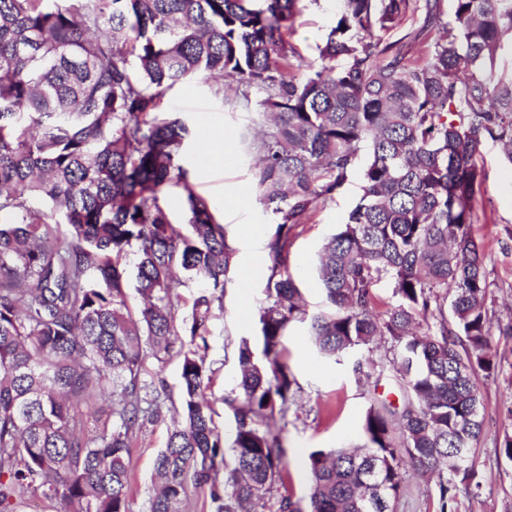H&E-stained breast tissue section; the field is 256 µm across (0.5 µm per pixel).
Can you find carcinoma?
Segmentation results:
<instances>
[{"mask_svg":"<svg viewBox=\"0 0 512 512\" xmlns=\"http://www.w3.org/2000/svg\"><path fill=\"white\" fill-rule=\"evenodd\" d=\"M304 2L0 0V214L13 216L0 224V512L34 494L56 512H127L129 448L161 414L159 397L140 396L143 362L181 336L206 341L234 249L182 165L189 129L165 109L198 75L265 118L253 177L275 225L269 304L262 358L238 348L231 440L213 428L197 351L184 353L150 512H186L190 486L216 512L266 507L286 466L278 423L301 392L283 358L293 322L309 323L327 358L383 343L352 368L369 379L389 363L402 401L372 403L358 441L311 451L306 497L283 495L276 512H392L406 458L436 478L440 512L469 488L484 436L478 373L497 360L472 225L485 144L512 164V0H452L448 17L439 0H341L319 66L299 77L287 36ZM419 10L411 55L386 36ZM362 152V194L318 253L326 308L310 316L290 247ZM173 185L189 235L161 204ZM133 247L137 316L125 300ZM186 277L211 292L178 323ZM383 278L397 302L377 314Z\"/></svg>","mask_w":512,"mask_h":512,"instance_id":"obj_1","label":"carcinoma"}]
</instances>
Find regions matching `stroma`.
Returning <instances> with one entry per match:
<instances>
[{"label":"stroma","mask_w":512,"mask_h":512,"mask_svg":"<svg viewBox=\"0 0 512 512\" xmlns=\"http://www.w3.org/2000/svg\"><path fill=\"white\" fill-rule=\"evenodd\" d=\"M338 9L339 0H308L289 36L303 63L316 62V46L333 25ZM167 100L169 113L182 119L190 131L182 160L189 182L224 224L227 240L235 251L223 302L212 309L208 346L201 352L214 426L220 435L228 437L235 422L224 398L240 373L238 347L244 342L258 347L259 311L267 303V275L256 277L248 289L240 287L241 271L255 252L253 242L243 233L244 226L259 224L266 230L271 227L251 170L250 130L259 116L253 111L229 110L223 96L215 94L213 82L203 76L176 85ZM483 165L486 180L473 234L482 248L490 284L487 310L495 333L499 368L493 375L478 378L487 430L475 450L479 486L459 492L453 512H512V461L499 458L495 446V437L504 428V408L512 403V165L505 162L500 146L493 142L483 149ZM360 186L359 171H352L340 192L319 205L309 224L301 227L290 248L288 268L303 293L308 312H316L324 305L315 272L318 252L345 222L361 194ZM284 345L286 360L302 392L298 404L290 409L281 434L287 467L272 495L298 499L307 493V455L356 441L373 393L391 391L392 372L384 370L376 383L358 381L350 361L335 362L316 352L303 323L289 326ZM190 347L189 337H180L169 353L147 358L143 364L141 378L161 392L166 410L160 418L143 423L131 449L129 512H149L157 485L154 459L165 445L170 411L180 402L181 365Z\"/></svg>","instance_id":"1"}]
</instances>
